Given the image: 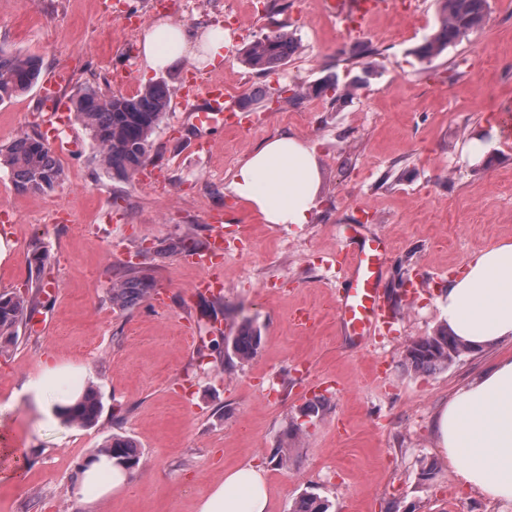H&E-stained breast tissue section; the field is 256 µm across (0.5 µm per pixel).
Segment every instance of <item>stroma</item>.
Listing matches in <instances>:
<instances>
[{
    "mask_svg": "<svg viewBox=\"0 0 512 512\" xmlns=\"http://www.w3.org/2000/svg\"><path fill=\"white\" fill-rule=\"evenodd\" d=\"M287 2L274 19L271 0H0V52L37 57L46 74L64 70L56 95L65 104L89 84L130 96L150 83L140 40L127 35L131 13L223 31L220 66L186 59L162 74L172 87L191 84L198 105L215 79L240 97L332 74L345 82L361 71V46L376 51L369 85L350 98L256 101L242 129L196 127L188 107L171 105L151 137L162 173L151 184L102 168L80 123L42 112L39 89L0 104V146L34 133L71 144L62 182L42 191H18L0 167V293L40 281L35 313L46 318L37 330L23 324L0 352V439L28 451L21 479L0 482V512H196L226 470L246 463L266 471L269 512H292L305 492L330 512H512V499L458 484L434 430L441 406L498 349L432 373L403 362L409 341L443 328L438 300L450 277L512 241V138L498 121L512 110V0H490L485 26L428 65L413 50L436 27L435 0H387L362 33L344 30L325 0ZM277 20L300 48L262 75L243 49ZM288 133L316 149L318 205L309 223L265 224L229 186L264 140ZM198 138L211 142L208 154L190 151ZM217 211L240 221L244 253L225 256L222 292L201 294L199 270L168 247L187 234L207 243ZM358 229L388 242L382 288L396 312L359 346L336 320L331 263ZM131 266L152 288L123 309L111 287ZM244 316L260 334L252 359L201 358L213 325L229 334ZM47 364L96 389L95 425L49 419L28 397L25 385ZM321 396L324 411L301 417ZM116 434L136 443L143 463L127 486L84 503L88 451Z\"/></svg>",
    "mask_w": 512,
    "mask_h": 512,
    "instance_id": "1",
    "label": "stroma"
}]
</instances>
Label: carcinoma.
<instances>
[{
  "mask_svg": "<svg viewBox=\"0 0 512 512\" xmlns=\"http://www.w3.org/2000/svg\"><path fill=\"white\" fill-rule=\"evenodd\" d=\"M438 27L414 50L420 62L430 63L445 50L482 29L488 11V0H436ZM299 43L288 25L279 23L275 29L251 41L244 50V62L263 74H275L298 51ZM363 76L349 82L323 80L313 84L294 82L274 90L276 102H296L307 96L331 95L338 102L352 95L356 87L367 83L373 71L362 67ZM41 64L32 56L5 54L0 51V103L31 90L38 82ZM172 99L170 84L157 80L132 96H106L92 85L84 87L72 99L70 111L88 130L97 148L100 165L108 171L131 177L146 163L152 148L151 136L169 112ZM11 169L15 186L22 191H41L62 180L57 158L43 136H21L7 147L0 148V166ZM149 280L139 270H127L125 278L112 288V302L120 307L133 304L148 293ZM41 289H30V297L0 294V339L11 342L18 328L27 319L26 307H34ZM260 336L251 319L245 317L235 334L224 338L226 349L239 360L252 358ZM471 352L446 329L432 336L411 341L404 355L405 365L415 372H432L447 368ZM101 412L97 392L86 389L72 406L62 410V420L70 424L90 426ZM114 464L131 470L139 465L140 454L134 442L114 435L98 449ZM327 500L304 493L295 502L292 512H328Z\"/></svg>",
  "mask_w": 512,
  "mask_h": 512,
  "instance_id": "1",
  "label": "carcinoma"
}]
</instances>
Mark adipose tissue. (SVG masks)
Listing matches in <instances>:
<instances>
[{
  "label": "adipose tissue",
  "instance_id": "obj_1",
  "mask_svg": "<svg viewBox=\"0 0 512 512\" xmlns=\"http://www.w3.org/2000/svg\"><path fill=\"white\" fill-rule=\"evenodd\" d=\"M223 34L199 32L159 17L144 29V72L188 59L198 68L224 59ZM315 149L293 135L266 140L235 171L232 194L267 224H305L316 207ZM449 332L472 348L512 342V243L491 245L471 258L442 298ZM440 451L458 481L491 498H512V356L478 373L435 419ZM82 473L85 501L127 484L129 471L90 453ZM198 512H268L266 474L248 466L225 474Z\"/></svg>",
  "mask_w": 512,
  "mask_h": 512
}]
</instances>
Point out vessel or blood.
Here are the masks:
<instances>
[{
  "label": "vessel or blood",
  "mask_w": 512,
  "mask_h": 512,
  "mask_svg": "<svg viewBox=\"0 0 512 512\" xmlns=\"http://www.w3.org/2000/svg\"><path fill=\"white\" fill-rule=\"evenodd\" d=\"M382 4L383 0H330L332 13L354 29L362 28ZM245 118V110L236 106L220 80L209 85L205 106L193 114L197 125L209 128L223 127L228 121L240 124ZM225 222L223 213L212 215L209 244L192 253L193 262L213 263L223 258ZM386 255L387 244L383 238L367 237L357 249L343 253L337 262L344 283L336 301L338 323L346 335L356 340L373 335L392 315L379 285V273Z\"/></svg>",
  "instance_id": "obj_1"
}]
</instances>
